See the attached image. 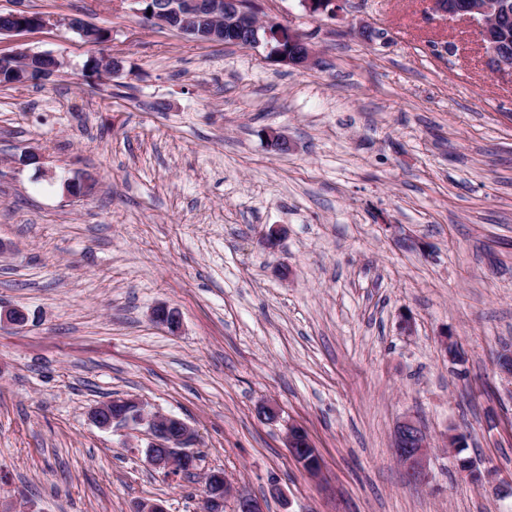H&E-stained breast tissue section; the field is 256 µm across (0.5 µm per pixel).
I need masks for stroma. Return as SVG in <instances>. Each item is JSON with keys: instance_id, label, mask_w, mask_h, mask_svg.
Instances as JSON below:
<instances>
[{"instance_id": "obj_1", "label": "stroma", "mask_w": 512, "mask_h": 512, "mask_svg": "<svg viewBox=\"0 0 512 512\" xmlns=\"http://www.w3.org/2000/svg\"><path fill=\"white\" fill-rule=\"evenodd\" d=\"M258 3L308 36L316 65L193 41L133 0H24L57 25L0 37V55L66 62L0 86V307L29 315L0 329V499L204 512L219 469L267 512H512L446 447L463 435L465 456L512 478V383L496 367L512 348V77L429 0H343L333 19ZM74 17L106 42L84 43ZM448 40L462 53L435 56ZM102 53L120 58L114 76L88 70ZM64 176L92 188L71 197ZM161 303L178 334L152 321ZM118 396L196 429L193 475L153 469L144 431L90 422ZM263 401L277 421L258 419ZM408 416L435 443L420 485L394 452ZM292 425L318 476L289 457ZM10 56L15 58L17 61L15 72L18 78V82L23 84L28 83L33 74L40 75V80H46L47 77H51L65 64L60 57L49 52H30L27 50H21ZM50 58L53 59L52 66H38L40 70L36 69L37 66L34 62L37 59L40 60Z\"/></svg>"}]
</instances>
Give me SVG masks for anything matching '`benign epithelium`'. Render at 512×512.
Wrapping results in <instances>:
<instances>
[{
	"mask_svg": "<svg viewBox=\"0 0 512 512\" xmlns=\"http://www.w3.org/2000/svg\"><path fill=\"white\" fill-rule=\"evenodd\" d=\"M140 5L138 12L151 24L174 29L184 35H194L205 42H222L226 38L241 41L247 37L246 47H264L267 56L291 67H307L315 62L313 47L295 29L258 16L251 6V0H131ZM300 6L309 17L333 19L340 11L337 0H299ZM506 8L503 0H469L460 5L456 0H433V10L450 20L464 21L477 32L476 46L486 58L487 65L494 71L512 75V58L499 49L496 40V22ZM8 22L0 25V36L39 30L54 25V18L34 15L23 9L7 14ZM68 26L87 44L104 34V31L80 19H68ZM12 57L16 59L15 72L18 82L27 83L32 75L40 79L56 73L64 61L49 52L21 50ZM92 70L100 76L113 75L120 70V64L113 56L93 61ZM152 317L172 334L179 332V313L166 305L157 306ZM29 317L19 308L0 309V325L26 326ZM91 422L102 431L113 428L135 430L146 429L149 443L146 449L148 463L165 472L179 473L195 466L196 444L194 428L185 420L159 411H149L146 405L131 397H123L115 403L103 402L89 412ZM300 427L288 428L286 448L289 455L310 473L319 467L311 464L317 456L310 440L299 438ZM394 446L400 464L405 468L409 482L421 484L427 478L426 459L432 448V439L418 420L408 417L401 421L395 431ZM208 485H224V497L236 494L237 512H265L262 501L243 492H233L224 473L213 471L207 476ZM482 487L494 494L505 496L512 493V482L504 483L494 471L485 473Z\"/></svg>",
	"mask_w": 512,
	"mask_h": 512,
	"instance_id": "1",
	"label": "benign epithelium"
}]
</instances>
